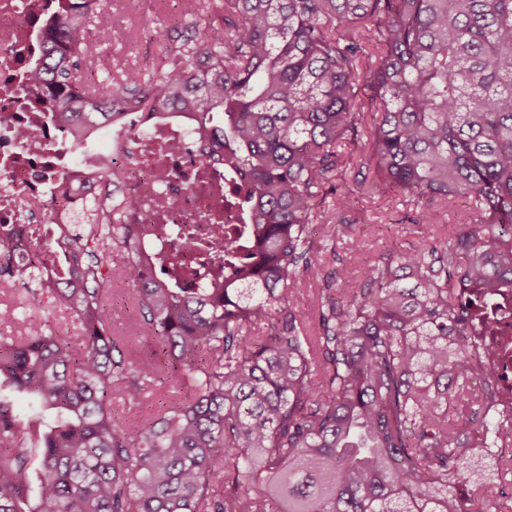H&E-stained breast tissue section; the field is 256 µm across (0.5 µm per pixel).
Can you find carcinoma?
Instances as JSON below:
<instances>
[{
	"label": "carcinoma",
	"instance_id": "cac0c4a2",
	"mask_svg": "<svg viewBox=\"0 0 512 512\" xmlns=\"http://www.w3.org/2000/svg\"><path fill=\"white\" fill-rule=\"evenodd\" d=\"M67 2L31 77L58 123L191 107L250 224L224 235L222 288L148 274L118 198L83 213L79 268L0 264V289L22 286L75 330L0 308V389L35 405L24 427L0 393V512H499L458 492L459 477H499L471 468L489 420L470 379L495 368L456 337L493 326L512 274V0H183L185 32L157 30L166 70L119 80L93 76L85 39L108 24L106 0ZM346 142L371 174L356 189L424 203L429 227L438 201L465 199L468 216L444 241L382 252L355 285L334 275L308 319L289 281L321 276L311 225L343 234ZM116 250L157 341L149 361L112 334ZM164 377L192 397L140 426L115 418L114 394L134 402Z\"/></svg>",
	"mask_w": 512,
	"mask_h": 512
}]
</instances>
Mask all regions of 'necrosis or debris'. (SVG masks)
I'll use <instances>...</instances> for the list:
<instances>
[{"label": "necrosis or debris", "mask_w": 512, "mask_h": 512, "mask_svg": "<svg viewBox=\"0 0 512 512\" xmlns=\"http://www.w3.org/2000/svg\"><path fill=\"white\" fill-rule=\"evenodd\" d=\"M59 0H0V236L12 224L26 225L32 248L65 247L89 202L112 194L134 199L125 223L134 225L147 266H192L201 247L223 240L227 222L245 223L235 206L234 182L222 151L188 115L126 110L111 137L96 151L77 153L72 133L60 132L54 106L33 95L29 80L43 42L44 24ZM28 137H20V130ZM172 224L175 239L156 236ZM496 335H464L457 343L470 360L496 364L512 357V305ZM494 388L490 405L501 423L485 442L497 468L512 469V379L475 380L477 395Z\"/></svg>", "instance_id": "necrosis-or-debris-1"}]
</instances>
